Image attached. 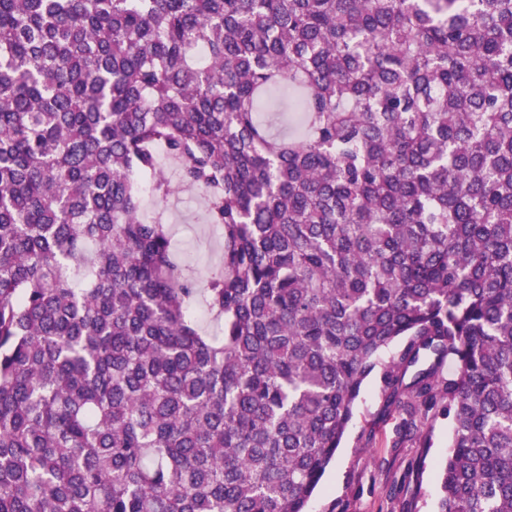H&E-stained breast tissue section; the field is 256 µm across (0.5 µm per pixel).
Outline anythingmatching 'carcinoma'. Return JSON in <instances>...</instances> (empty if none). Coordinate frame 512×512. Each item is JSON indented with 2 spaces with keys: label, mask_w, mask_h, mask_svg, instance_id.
<instances>
[{
  "label": "carcinoma",
  "mask_w": 512,
  "mask_h": 512,
  "mask_svg": "<svg viewBox=\"0 0 512 512\" xmlns=\"http://www.w3.org/2000/svg\"><path fill=\"white\" fill-rule=\"evenodd\" d=\"M375 373L512 512V0H0V512H306ZM147 209L168 224L180 242V256L193 265L200 277L220 262L222 240L213 224H207L200 198L190 190H182L166 201L146 198Z\"/></svg>",
  "instance_id": "carcinoma-1"
}]
</instances>
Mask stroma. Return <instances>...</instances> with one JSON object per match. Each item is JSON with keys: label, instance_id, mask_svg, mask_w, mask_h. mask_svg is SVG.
Masks as SVG:
<instances>
[{"label": "stroma", "instance_id": "stroma-1", "mask_svg": "<svg viewBox=\"0 0 512 512\" xmlns=\"http://www.w3.org/2000/svg\"><path fill=\"white\" fill-rule=\"evenodd\" d=\"M149 211L168 224L180 243V256L199 275L220 261L222 241L205 220L200 198L183 190L165 201L146 199ZM381 401L377 380L365 383L355 415L307 512H435L439 496L436 469L448 446V419L427 422L428 449L409 443L390 445L391 426L379 422Z\"/></svg>", "mask_w": 512, "mask_h": 512}]
</instances>
